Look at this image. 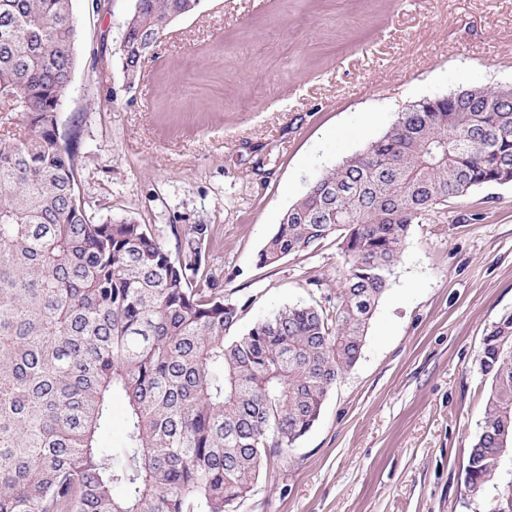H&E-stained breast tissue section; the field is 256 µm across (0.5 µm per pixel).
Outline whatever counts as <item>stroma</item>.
Instances as JSON below:
<instances>
[{
  "mask_svg": "<svg viewBox=\"0 0 512 512\" xmlns=\"http://www.w3.org/2000/svg\"><path fill=\"white\" fill-rule=\"evenodd\" d=\"M204 0L127 85L133 0H73L75 65L59 113L82 206L155 229L212 225L208 270L245 330L285 304L335 303L348 266L329 240L273 266L258 253L309 184L417 100L512 83V0ZM512 312V183L412 225L358 362L240 512H484L464 467L490 381L483 338Z\"/></svg>",
  "mask_w": 512,
  "mask_h": 512,
  "instance_id": "35a3bbf8",
  "label": "stroma"
}]
</instances>
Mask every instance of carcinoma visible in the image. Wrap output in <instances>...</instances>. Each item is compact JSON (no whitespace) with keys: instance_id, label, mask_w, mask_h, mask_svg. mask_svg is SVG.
<instances>
[{"instance_id":"cac0c4a2","label":"carcinoma","mask_w":512,"mask_h":512,"mask_svg":"<svg viewBox=\"0 0 512 512\" xmlns=\"http://www.w3.org/2000/svg\"><path fill=\"white\" fill-rule=\"evenodd\" d=\"M200 2L135 0L120 46L131 78ZM76 40L72 0H0V512H238L357 362L410 226L512 183V92L419 100L313 182L258 264L333 238L348 264L336 303L288 304L231 336L242 306L203 265L211 225H189L173 254L151 227L99 222L77 199L58 129ZM479 369L491 390L464 492L512 512V484L487 498L512 453V313L484 336ZM115 399L118 454L103 441Z\"/></svg>"}]
</instances>
